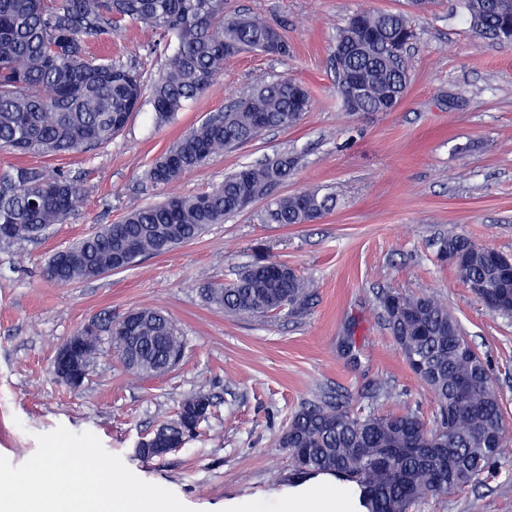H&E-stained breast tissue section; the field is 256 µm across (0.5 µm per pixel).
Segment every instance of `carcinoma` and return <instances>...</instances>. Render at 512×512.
<instances>
[{
    "label": "carcinoma",
    "instance_id": "obj_1",
    "mask_svg": "<svg viewBox=\"0 0 512 512\" xmlns=\"http://www.w3.org/2000/svg\"><path fill=\"white\" fill-rule=\"evenodd\" d=\"M464 20L480 39L504 42L512 34V0H464ZM130 22L156 39L150 54L165 58L146 86L132 66L94 54L88 39L108 40ZM285 57L282 29L256 16L228 12L224 0H0V152L58 156L99 148L120 133L150 92L152 119L171 122L202 95L243 52ZM413 39L400 13L359 12L336 35L334 62L340 99L352 114L391 112L409 77L402 58ZM309 107L308 89L287 77L250 87L226 110L190 128L151 163L155 187H166L199 169L214 155L235 149L271 130L297 126ZM299 159L288 152L240 166L224 182L192 196H169L131 205L124 218L54 253L43 268L47 281L68 286L136 265L197 240L249 206L263 202L269 224H313L336 206V195L310 189L278 195ZM83 187L61 173L15 166L0 172V246L38 238L64 224L77 209ZM435 258L459 256L454 270L466 283L483 285L479 298L497 306L512 296L494 256L498 251L450 233L439 237ZM311 283L287 265L256 261L228 285L203 289L205 301L231 315L299 314L313 300ZM379 307L387 329L413 373L433 394L439 419L429 427L413 410L377 416L347 409L321 391L291 417L281 436L298 472L329 474L359 489L365 512H410L429 498L475 482L482 471L512 456V424L495 390L490 369L462 332L448 307L429 296L385 292ZM112 346L125 367L168 371L179 363L185 342L175 323L158 309L140 308L120 321L107 318ZM212 397L199 391L176 417L161 425L185 442L200 425L195 411ZM444 437L440 448L430 446Z\"/></svg>",
    "mask_w": 512,
    "mask_h": 512
}]
</instances>
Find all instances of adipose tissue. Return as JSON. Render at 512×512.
<instances>
[{
	"label": "adipose tissue",
	"instance_id": "ef3b65f1",
	"mask_svg": "<svg viewBox=\"0 0 512 512\" xmlns=\"http://www.w3.org/2000/svg\"><path fill=\"white\" fill-rule=\"evenodd\" d=\"M243 512H358L355 487L319 481L288 491L273 501H254Z\"/></svg>",
	"mask_w": 512,
	"mask_h": 512
}]
</instances>
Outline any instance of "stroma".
I'll use <instances>...</instances> for the list:
<instances>
[{
    "mask_svg": "<svg viewBox=\"0 0 512 512\" xmlns=\"http://www.w3.org/2000/svg\"><path fill=\"white\" fill-rule=\"evenodd\" d=\"M225 8L280 25L290 56L242 53L175 122L155 127L143 105L98 149L50 160L0 152V170L21 161L44 165L84 189L67 223L0 247V456L17 466L35 453L37 435L60 426L90 432L138 478L172 491L192 512H225L230 501L287 493L296 471L279 439L292 413L319 391L335 392L354 410L411 409L435 424L432 394L384 323L378 297L385 291L445 303L487 361L512 415V322L437 263L433 248L454 230L512 254V44L475 38L458 0L425 12L409 0H226ZM360 11L404 14L416 34L405 53L407 94L390 112L349 114L336 91L333 44ZM153 38L128 25L110 42L89 46L150 79L163 64L143 49ZM277 75L310 91L300 124L219 153L167 188L151 186L149 164L184 131ZM281 152L299 158L281 193H335V209L319 222L266 224L259 204L128 270L66 287L44 278L54 252L121 221L131 203L205 191L241 165ZM261 257L313 283L306 312L242 318L205 302L204 286L234 280ZM135 308L159 309L174 321L186 343L179 366L143 379L104 342L80 389L58 381L53 360L63 341L91 321H118ZM383 382L391 395L379 393ZM201 390L214 406L196 434L166 456L140 455L139 441ZM413 512H512V458Z\"/></svg>",
    "mask_w": 512,
    "mask_h": 512,
    "instance_id": "35a3bbf8",
    "label": "stroma"
}]
</instances>
